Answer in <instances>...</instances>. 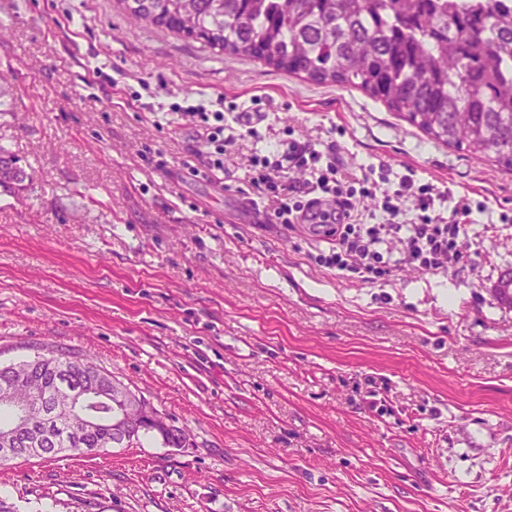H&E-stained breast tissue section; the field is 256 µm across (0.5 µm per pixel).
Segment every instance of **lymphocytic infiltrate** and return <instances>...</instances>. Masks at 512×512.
<instances>
[{"instance_id": "lymphocytic-infiltrate-1", "label": "lymphocytic infiltrate", "mask_w": 512, "mask_h": 512, "mask_svg": "<svg viewBox=\"0 0 512 512\" xmlns=\"http://www.w3.org/2000/svg\"><path fill=\"white\" fill-rule=\"evenodd\" d=\"M191 117L206 149L202 167L190 172L214 184L224 181V157L240 134L224 115L193 106ZM309 177L298 180L299 172ZM252 206L273 224H306L319 242L314 260L339 278L377 283L392 271H448L460 263L459 240L472 213L469 198H459L450 214L435 206L443 195L433 184L402 177L390 185L374 169L356 170L339 158L335 147L318 150L307 141H289L275 161L253 159L246 171ZM374 209H367L366 200Z\"/></svg>"}]
</instances>
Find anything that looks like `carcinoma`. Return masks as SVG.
<instances>
[{"label":"carcinoma","instance_id":"cac0c4a2","mask_svg":"<svg viewBox=\"0 0 512 512\" xmlns=\"http://www.w3.org/2000/svg\"><path fill=\"white\" fill-rule=\"evenodd\" d=\"M487 0L447 10L437 0H121L135 18L197 40L220 54L248 55L289 74L360 88L431 139L491 158L512 172V14ZM27 174L0 148V186ZM0 366V438L17 458L82 456L133 448L151 436L183 448L184 430L87 352L47 344ZM48 401L66 390L106 394L67 413L20 427L15 404L28 388ZM139 404L128 418L127 406Z\"/></svg>","mask_w":512,"mask_h":512}]
</instances>
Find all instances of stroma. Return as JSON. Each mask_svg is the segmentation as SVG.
Listing matches in <instances>:
<instances>
[{
  "instance_id": "35a3bbf8",
  "label": "stroma",
  "mask_w": 512,
  "mask_h": 512,
  "mask_svg": "<svg viewBox=\"0 0 512 512\" xmlns=\"http://www.w3.org/2000/svg\"><path fill=\"white\" fill-rule=\"evenodd\" d=\"M0 364L96 356L189 443L0 466L20 512H512V173L362 90L315 83L127 14L0 0ZM103 77H95L94 67ZM262 112L223 185L195 179L187 107ZM335 144L478 205L467 260L349 283L302 226L245 207L252 153ZM165 168H158L159 160ZM27 174L14 166L12 159L5 156V150L0 148V186L19 184L25 181Z\"/></svg>"
}]
</instances>
